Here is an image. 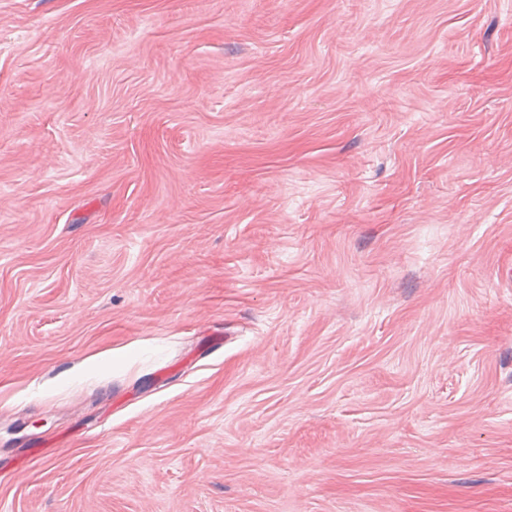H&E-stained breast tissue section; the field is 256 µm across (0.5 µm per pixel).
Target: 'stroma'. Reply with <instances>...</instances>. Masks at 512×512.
Segmentation results:
<instances>
[{
    "label": "stroma",
    "mask_w": 512,
    "mask_h": 512,
    "mask_svg": "<svg viewBox=\"0 0 512 512\" xmlns=\"http://www.w3.org/2000/svg\"><path fill=\"white\" fill-rule=\"evenodd\" d=\"M0 512H512V0H0Z\"/></svg>",
    "instance_id": "stroma-1"
}]
</instances>
